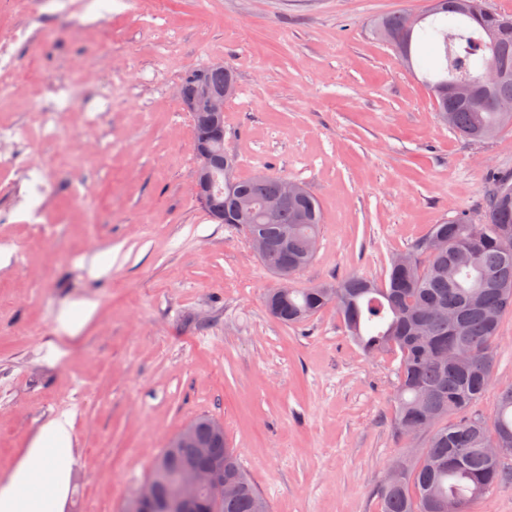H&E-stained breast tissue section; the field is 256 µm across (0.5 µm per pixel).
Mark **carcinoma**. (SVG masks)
I'll return each mask as SVG.
<instances>
[{"label":"carcinoma","mask_w":512,"mask_h":512,"mask_svg":"<svg viewBox=\"0 0 512 512\" xmlns=\"http://www.w3.org/2000/svg\"><path fill=\"white\" fill-rule=\"evenodd\" d=\"M429 15L393 13L376 20L375 34L414 66L413 48L430 41L440 48V68L429 81L440 120L459 135L484 141L512 124V112L492 104L512 99V16L486 9L483 0H431ZM495 66L505 76L495 85L478 83ZM473 82L467 98L448 94V84ZM207 82L236 90L229 66L222 72L203 67L182 81L185 96ZM215 188L224 191V223L235 225L232 200L250 202L246 236L264 234L261 263L279 277L296 274L314 258L310 242L320 235L322 215L308 191L284 197L281 178L259 173L227 184L214 167ZM485 223L460 212L430 227L416 251L391 257L382 282L348 276L338 282L288 289L278 301L264 293L269 314L278 322L302 324L334 305L346 332L368 355L391 351L400 356V379L393 396L394 427L400 437L421 433L425 442L407 455L402 477L387 475L379 491V512H472L490 491L512 484L511 456L493 462L485 449L499 441L512 448V387L498 391L493 416L471 412L492 384L493 351L502 316L512 313V177L492 183ZM288 231V249L279 237ZM210 461L224 466L234 487L224 492L222 512H270L227 441H216ZM203 463L195 448H166L150 474L166 492L179 471Z\"/></svg>","instance_id":"obj_1"}]
</instances>
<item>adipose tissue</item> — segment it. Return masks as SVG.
<instances>
[{
	"instance_id": "ef3b65f1",
	"label": "adipose tissue",
	"mask_w": 512,
	"mask_h": 512,
	"mask_svg": "<svg viewBox=\"0 0 512 512\" xmlns=\"http://www.w3.org/2000/svg\"><path fill=\"white\" fill-rule=\"evenodd\" d=\"M73 461L68 419L49 420L4 484L0 512H51Z\"/></svg>"
}]
</instances>
